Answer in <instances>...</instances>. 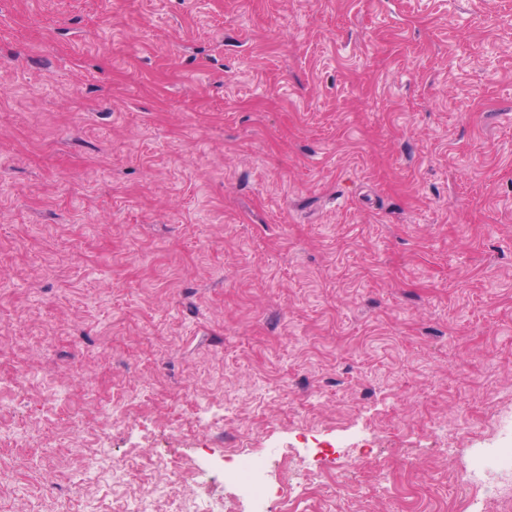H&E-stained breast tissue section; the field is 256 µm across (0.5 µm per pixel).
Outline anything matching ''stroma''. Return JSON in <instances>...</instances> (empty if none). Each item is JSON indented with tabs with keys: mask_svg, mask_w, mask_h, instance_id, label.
I'll return each instance as SVG.
<instances>
[{
	"mask_svg": "<svg viewBox=\"0 0 512 512\" xmlns=\"http://www.w3.org/2000/svg\"><path fill=\"white\" fill-rule=\"evenodd\" d=\"M0 325V512L364 437L393 491L297 512H437L512 406V0H0Z\"/></svg>",
	"mask_w": 512,
	"mask_h": 512,
	"instance_id": "stroma-1",
	"label": "stroma"
}]
</instances>
